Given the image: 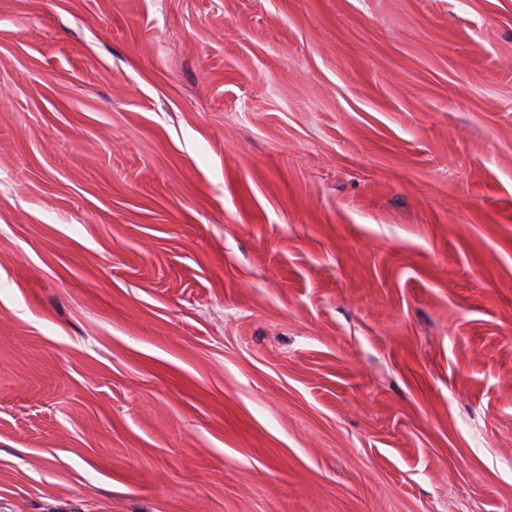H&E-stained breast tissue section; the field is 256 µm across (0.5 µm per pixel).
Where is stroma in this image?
Here are the masks:
<instances>
[{"label": "stroma", "mask_w": 512, "mask_h": 512, "mask_svg": "<svg viewBox=\"0 0 512 512\" xmlns=\"http://www.w3.org/2000/svg\"><path fill=\"white\" fill-rule=\"evenodd\" d=\"M0 512H512V0H0Z\"/></svg>", "instance_id": "obj_1"}]
</instances>
